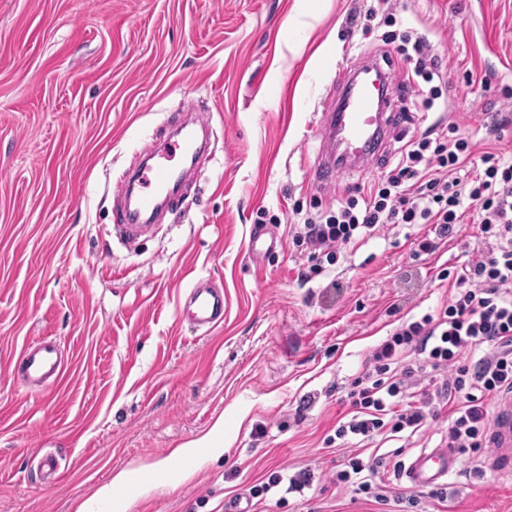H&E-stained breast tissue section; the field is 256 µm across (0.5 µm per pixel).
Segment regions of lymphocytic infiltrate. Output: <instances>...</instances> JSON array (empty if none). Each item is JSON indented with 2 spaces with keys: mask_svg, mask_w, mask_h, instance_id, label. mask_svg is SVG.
Masks as SVG:
<instances>
[{
  "mask_svg": "<svg viewBox=\"0 0 512 512\" xmlns=\"http://www.w3.org/2000/svg\"><path fill=\"white\" fill-rule=\"evenodd\" d=\"M404 84L417 90L423 111L439 97L433 81L442 69L427 36L404 32L396 47ZM473 154L455 124L437 119L403 145L395 165L378 182L356 186L335 211L305 218L294 242L334 258L383 224H430L417 254L435 251L474 210L482 249L455 277V292L439 314L396 327L374 348L369 367L349 397L354 413L336 428L338 440H369L391 431L419 432L447 415L443 436L451 448L486 450L489 404L512 391V157L484 152L476 176L462 170ZM489 354H482L483 346ZM382 460L346 455L337 484H355L366 500L385 504L376 483Z\"/></svg>",
  "mask_w": 512,
  "mask_h": 512,
  "instance_id": "f902f5d3",
  "label": "lymphocytic infiltrate"
}]
</instances>
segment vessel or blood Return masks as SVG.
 Wrapping results in <instances>:
<instances>
[{
  "instance_id": "obj_1",
  "label": "vessel or blood",
  "mask_w": 512,
  "mask_h": 512,
  "mask_svg": "<svg viewBox=\"0 0 512 512\" xmlns=\"http://www.w3.org/2000/svg\"><path fill=\"white\" fill-rule=\"evenodd\" d=\"M381 64L356 69L338 95L324 101L327 124L321 126L319 140L324 161L314 170L313 186L334 182L337 160L350 164L368 162L374 154L379 133L404 125V113L389 111L381 92ZM205 124L191 121L181 126L179 138L162 151L159 159L123 175L114 185L116 201L114 230L119 238L132 242L148 233L157 213L172 209L178 194L176 185L182 169L172 163L173 154L197 161L205 141ZM182 317L193 327L213 330L224 322V291L204 279L187 291ZM11 376L23 387H46L60 382L65 374L58 344L43 340L22 349L10 364ZM493 444L500 448L498 464L512 463L506 451L512 447V396H501L493 417ZM464 462L452 448L424 451L404 468L403 476L413 487L426 488L447 480L460 471Z\"/></svg>"
}]
</instances>
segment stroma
Wrapping results in <instances>:
<instances>
[{"mask_svg": "<svg viewBox=\"0 0 512 512\" xmlns=\"http://www.w3.org/2000/svg\"><path fill=\"white\" fill-rule=\"evenodd\" d=\"M377 0H0V512H512V473L485 453L431 499L396 472L389 505L367 504L332 477L328 441L349 418L352 381L402 322L437 313L451 295L443 270L468 264L480 229L416 255L429 224H385L309 277L293 243L305 215L380 178L397 156L346 168L310 188L322 102L332 79L391 53L387 31L435 47L447 119L475 154H512V0H391L394 27L363 33L353 19ZM196 101L213 137L180 207L135 251L121 247L112 188L177 107ZM282 246L256 258L257 228ZM224 288V325L182 323L195 279ZM56 339L60 384L24 391L8 373L22 348ZM264 435H257V428ZM447 417L415 435H380L367 455L401 462L440 443ZM194 444L193 453L185 445ZM53 455L58 477L41 473ZM166 461L163 472L149 465ZM309 469L304 494L252 486ZM126 476L111 495L99 490ZM416 495V504L397 497ZM286 504H279V497Z\"/></svg>", "mask_w": 512, "mask_h": 512, "instance_id": "35a3bbf8", "label": "stroma"}]
</instances>
